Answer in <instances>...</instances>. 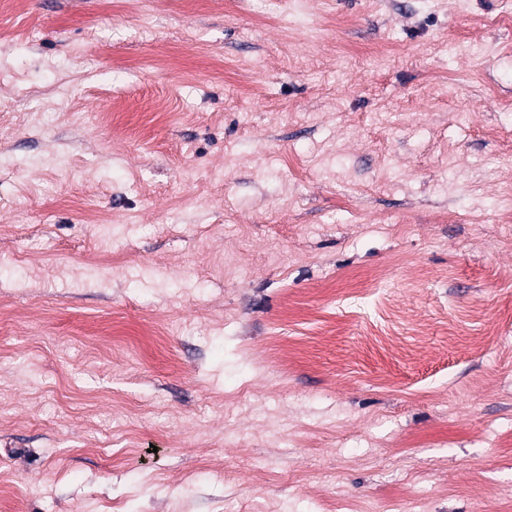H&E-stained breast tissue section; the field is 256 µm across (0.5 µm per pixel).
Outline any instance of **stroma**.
<instances>
[{"label":"stroma","mask_w":512,"mask_h":512,"mask_svg":"<svg viewBox=\"0 0 512 512\" xmlns=\"http://www.w3.org/2000/svg\"><path fill=\"white\" fill-rule=\"evenodd\" d=\"M0 27V512H512V0Z\"/></svg>","instance_id":"35a3bbf8"}]
</instances>
